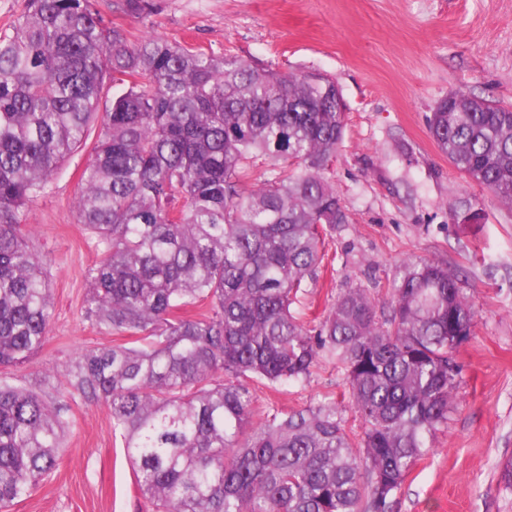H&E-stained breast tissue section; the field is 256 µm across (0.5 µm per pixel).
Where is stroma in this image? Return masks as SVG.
<instances>
[{
  "mask_svg": "<svg viewBox=\"0 0 512 512\" xmlns=\"http://www.w3.org/2000/svg\"><path fill=\"white\" fill-rule=\"evenodd\" d=\"M99 8L129 41L160 38L281 73L318 70L341 92L345 128L327 176L347 215L330 238L331 268L300 296L326 316L340 289H370L388 312L407 262L441 259L459 272L476 312L456 352L461 374L448 422L406 477L392 512H512L499 463L512 458V204L460 173L426 118L463 91L512 107V0H147L136 15ZM92 158L83 144L26 209L21 226L48 258L51 330L12 384L57 392L79 353L112 336L83 318L95 241L74 208ZM341 365L322 359L309 382L260 385L254 416L339 396ZM71 430L52 475L11 512H153L138 491L120 432L103 404L70 401Z\"/></svg>",
  "mask_w": 512,
  "mask_h": 512,
  "instance_id": "1",
  "label": "stroma"
}]
</instances>
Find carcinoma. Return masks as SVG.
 <instances>
[{"mask_svg": "<svg viewBox=\"0 0 512 512\" xmlns=\"http://www.w3.org/2000/svg\"><path fill=\"white\" fill-rule=\"evenodd\" d=\"M111 84L127 89L102 111ZM97 120L74 202L101 254L84 318L124 342L85 350L64 376L70 397L108 407L142 496L157 512H392L448 420L476 313L443 260L407 263L381 319L366 288L310 329L294 310L343 223L326 172L344 112L320 72L131 43L97 0H28L0 36V367L50 328L24 210ZM428 126L512 203V109L454 92ZM323 357L343 365L362 434L333 399L253 422L251 382H305ZM69 425L58 398L0 383V512L55 469Z\"/></svg>", "mask_w": 512, "mask_h": 512, "instance_id": "cac0c4a2", "label": "carcinoma"}]
</instances>
